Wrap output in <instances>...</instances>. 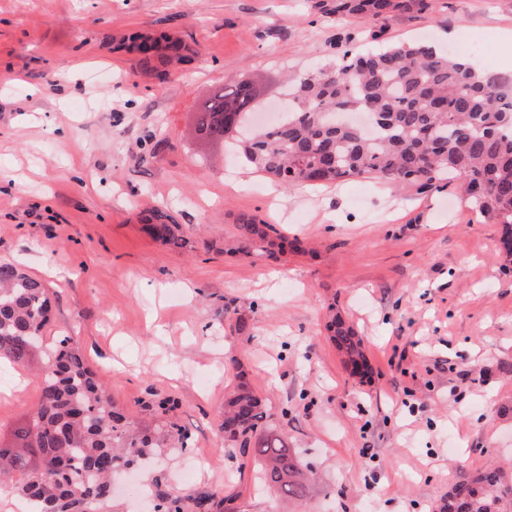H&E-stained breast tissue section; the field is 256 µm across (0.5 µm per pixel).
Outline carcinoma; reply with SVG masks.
I'll use <instances>...</instances> for the list:
<instances>
[{
    "label": "carcinoma",
    "instance_id": "cac0c4a2",
    "mask_svg": "<svg viewBox=\"0 0 512 512\" xmlns=\"http://www.w3.org/2000/svg\"><path fill=\"white\" fill-rule=\"evenodd\" d=\"M428 0H313V8L343 22L358 16L423 11ZM469 55L431 43L343 55L336 65L299 78L294 103L270 126L242 142L245 160L279 185L321 186L373 175L393 186L436 189L457 182L482 216L502 225L501 247L512 256V74L475 69ZM257 94L247 81H231L194 115L195 135L224 146L226 129L241 132ZM145 230L165 244H185L181 226L155 210ZM229 251L269 259L298 241L251 215L225 240ZM51 301L45 284L10 262H0V361L24 366L32 349L44 353L40 393L31 422L0 442V483L13 482L36 512H97L109 495L112 472L140 465L154 448L187 435L177 425L142 429L112 404L82 356L64 336L46 342ZM353 373L370 374L361 338L341 317L328 324ZM224 441L238 468L256 470L283 503L303 499L308 474L297 453L268 424L262 398L239 372L224 399ZM436 512H512V477L488 465L461 473Z\"/></svg>",
    "mask_w": 512,
    "mask_h": 512
}]
</instances>
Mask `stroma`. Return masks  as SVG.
<instances>
[{
	"label": "stroma",
	"instance_id": "stroma-1",
	"mask_svg": "<svg viewBox=\"0 0 512 512\" xmlns=\"http://www.w3.org/2000/svg\"><path fill=\"white\" fill-rule=\"evenodd\" d=\"M421 13L338 22L311 0H0V261L50 290L47 338L72 337L134 422H175L99 512H154L173 492L193 512H279L220 431L245 369L270 423L314 478L293 512H434L460 471L512 460V261L500 225L455 186L423 192L373 176L273 189L234 149H199L193 112L230 80L281 102L343 53L482 41L512 54V0H430ZM180 58L143 67L133 41ZM166 211L186 244L153 239ZM297 238L280 259L224 252L241 216ZM247 321L224 333V310ZM363 340L373 375L341 361L329 311ZM0 439L28 418L32 366H0Z\"/></svg>",
	"mask_w": 512,
	"mask_h": 512
}]
</instances>
